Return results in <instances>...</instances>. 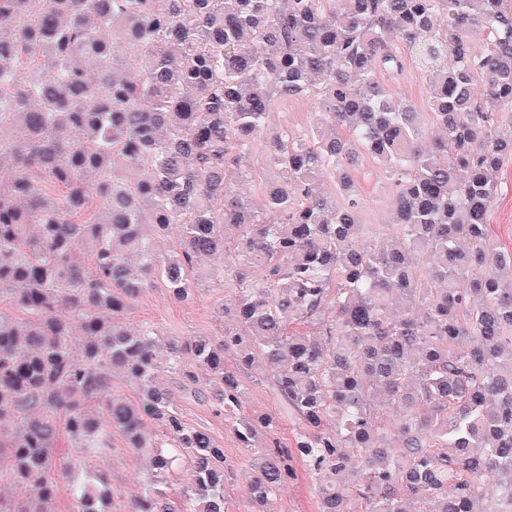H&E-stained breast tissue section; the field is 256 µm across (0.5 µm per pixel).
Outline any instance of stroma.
Returning a JSON list of instances; mask_svg holds the SVG:
<instances>
[{
    "instance_id": "obj_1",
    "label": "stroma",
    "mask_w": 512,
    "mask_h": 512,
    "mask_svg": "<svg viewBox=\"0 0 512 512\" xmlns=\"http://www.w3.org/2000/svg\"><path fill=\"white\" fill-rule=\"evenodd\" d=\"M383 82L393 95L408 101L415 111L428 112L431 78L413 64H406L403 73L392 77L381 75ZM318 105L311 98H289L280 101L271 113L276 125L299 134L309 130L313 124ZM361 166L370 173L366 188V204L361 213L365 224H388L393 217V202L390 180L370 156H362ZM498 193L490 213V229L501 251L512 252V159H505L498 173ZM231 294L225 282H204L194 299L175 300L163 283H156L135 299L124 313L125 322L133 328L145 325L155 327L159 346L169 342H190L207 336L220 337L223 322L219 311ZM224 360L235 369L243 388L242 410L252 415L258 412L275 414L278 429L275 437L284 445H292L297 431L295 417L287 403L279 396L271 372L258 367L239 365L235 352L229 351ZM162 380L172 394L174 403L193 424L205 427L217 443L223 446L231 468L226 497L229 512H244L245 480L250 470V449L241 447L230 425L217 416L210 403L197 399L181 387L180 377L163 374ZM112 448L94 457L95 471L105 475L112 486V512H130V506L146 489L152 474L148 454L130 451L126 447L124 433L112 429ZM279 512H318V494L303 466H296L295 473L278 492Z\"/></svg>"
}]
</instances>
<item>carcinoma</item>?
<instances>
[{
	"label": "carcinoma",
	"mask_w": 512,
	"mask_h": 512,
	"mask_svg": "<svg viewBox=\"0 0 512 512\" xmlns=\"http://www.w3.org/2000/svg\"><path fill=\"white\" fill-rule=\"evenodd\" d=\"M407 57L431 72L429 140L379 80ZM288 97L318 99L311 131L270 125ZM258 138L278 178L257 208L237 186ZM361 152L395 196L367 246ZM506 157L512 0H0V425H18L0 431V483L25 493L0 512H54L62 472L71 512H106L90 400L151 453L131 512H227L224 448L157 385L187 352L205 378L186 381L252 449L248 512H276L296 459L319 512H512V254L488 224ZM173 225L179 248L157 253ZM230 234L239 262L202 270ZM206 276L232 285L219 342L163 354L155 329L125 327L155 281L189 299ZM230 349L273 372L293 447L270 444L273 416L240 415ZM115 368L138 404L112 395ZM180 460L193 479L173 499Z\"/></svg>",
	"instance_id": "obj_1"
}]
</instances>
